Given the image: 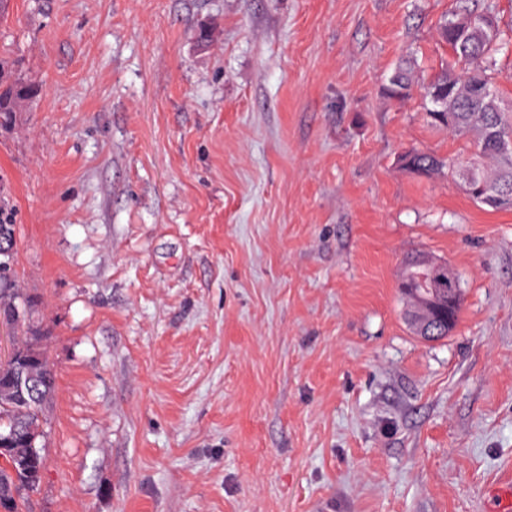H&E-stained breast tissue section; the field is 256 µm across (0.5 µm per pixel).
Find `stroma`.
Returning a JSON list of instances; mask_svg holds the SVG:
<instances>
[{
  "label": "stroma",
  "instance_id": "1",
  "mask_svg": "<svg viewBox=\"0 0 512 512\" xmlns=\"http://www.w3.org/2000/svg\"><path fill=\"white\" fill-rule=\"evenodd\" d=\"M456 0H7L0 126L56 370L33 512H489L512 482V211L474 203L406 56ZM447 263L455 329L406 322ZM3 64L0 62V118L1 124L11 121L13 112H20L23 100L32 98L37 93L35 85L18 79L7 82L2 76ZM400 162L404 168L420 176H429L446 164L436 155L416 149L405 152ZM406 274L402 284L401 292L407 302V321L410 328L417 336L424 338H439L448 336V333L454 328L461 306L460 285L458 282L459 295L456 294L457 277L454 271L448 267V279H445L443 270L436 263L424 255L416 254L411 256L406 262ZM458 298V308L453 314L452 323L448 325V316L450 314L449 306L454 304ZM434 302L442 304L443 310L435 314L427 328L415 330L412 322V310L416 302Z\"/></svg>",
  "mask_w": 512,
  "mask_h": 512
}]
</instances>
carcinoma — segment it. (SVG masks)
Segmentation results:
<instances>
[{
	"label": "carcinoma",
	"instance_id": "obj_1",
	"mask_svg": "<svg viewBox=\"0 0 512 512\" xmlns=\"http://www.w3.org/2000/svg\"><path fill=\"white\" fill-rule=\"evenodd\" d=\"M439 36L448 46L452 62L422 82L416 80L415 66L405 63L391 75L389 94L404 100L419 89L431 124L468 142L469 153L462 161L469 164L474 178L470 199L493 210H511L512 151H504L501 142L512 139V100L499 96L495 55L512 50V27H500L491 0L481 8L473 0H457L455 9L440 22ZM36 93L34 85L18 79L7 82L0 75V121H11L21 102ZM400 162L420 176H429L445 165L454 167L451 160L416 149L405 152ZM15 230L16 225L0 221V321L14 327L21 321L20 306L28 303L10 278ZM403 284L407 315H412L418 302L443 307L427 328L415 334L428 339L448 335L459 312L448 319V280L439 264L421 254L410 257ZM40 341L35 333L17 336L12 355L0 358V512H21L44 471L38 443L43 438V410L56 380Z\"/></svg>",
	"mask_w": 512,
	"mask_h": 512
}]
</instances>
